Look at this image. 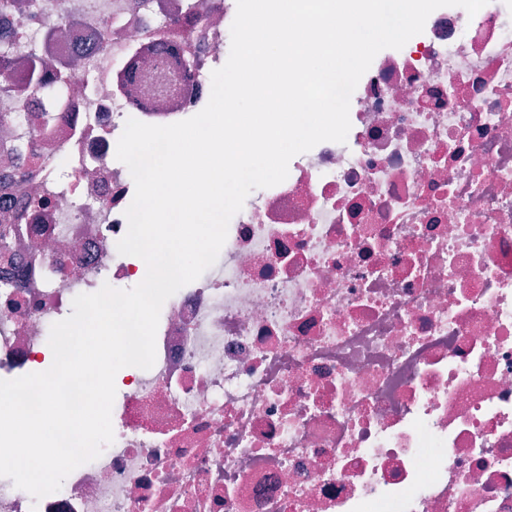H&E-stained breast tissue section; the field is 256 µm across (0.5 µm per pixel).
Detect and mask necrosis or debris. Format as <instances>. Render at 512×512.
<instances>
[{
  "label": "necrosis or debris",
  "instance_id": "1",
  "mask_svg": "<svg viewBox=\"0 0 512 512\" xmlns=\"http://www.w3.org/2000/svg\"><path fill=\"white\" fill-rule=\"evenodd\" d=\"M182 2L162 0L181 55L219 68L236 0ZM38 5L67 33L56 58L162 34L139 0ZM119 79L73 78L53 126L0 131V221L26 218L0 264V380L51 366L75 296L146 275L117 251L135 193L117 142L127 119L197 114L211 82L147 102ZM349 115L346 143L253 190L164 303L154 366L115 377L113 442L36 502L0 477V512H512V0L432 12L376 55ZM19 140L23 177L3 163ZM37 191L53 204L31 216Z\"/></svg>",
  "mask_w": 512,
  "mask_h": 512
}]
</instances>
